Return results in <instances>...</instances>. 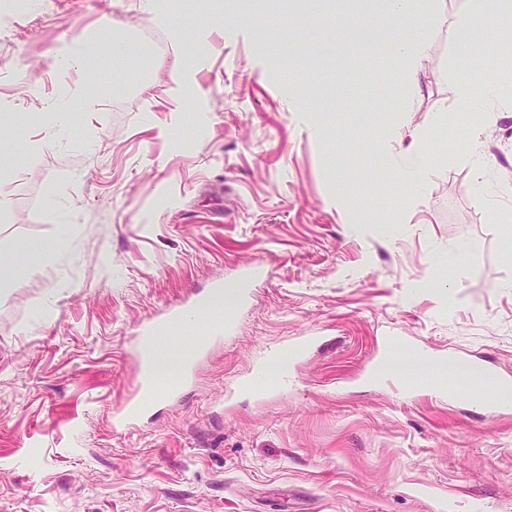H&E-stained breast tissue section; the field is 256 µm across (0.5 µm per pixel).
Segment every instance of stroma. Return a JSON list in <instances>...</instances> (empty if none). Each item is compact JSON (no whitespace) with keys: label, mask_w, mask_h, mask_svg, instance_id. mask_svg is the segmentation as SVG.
<instances>
[{"label":"stroma","mask_w":512,"mask_h":512,"mask_svg":"<svg viewBox=\"0 0 512 512\" xmlns=\"http://www.w3.org/2000/svg\"><path fill=\"white\" fill-rule=\"evenodd\" d=\"M279 0H48L0 25V257L81 231L52 262L14 259L0 296V512H512V410L400 397L370 373L387 336L425 358L490 364L512 379V112L485 135L484 185L461 150L478 116L449 74H512L486 50L512 15L436 0L485 27L456 59L434 27L408 92L383 0H323L279 26ZM120 20L157 44L140 64L55 67L62 39ZM191 86L186 104L179 81ZM81 81L99 108L38 159L43 94ZM429 152L411 194L395 141ZM263 267L232 338L187 392L117 432L138 362L133 330L191 292ZM303 336L290 383L232 394Z\"/></svg>","instance_id":"1"}]
</instances>
